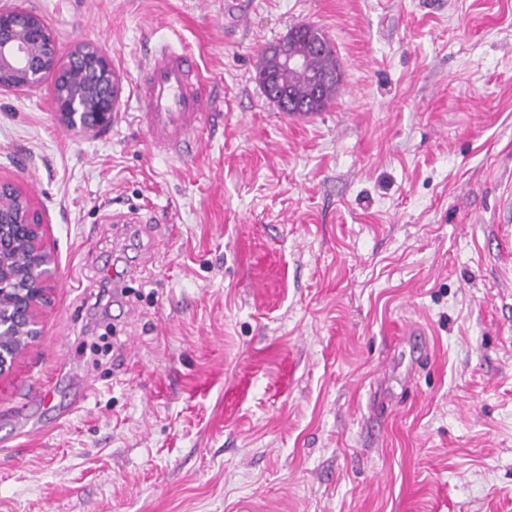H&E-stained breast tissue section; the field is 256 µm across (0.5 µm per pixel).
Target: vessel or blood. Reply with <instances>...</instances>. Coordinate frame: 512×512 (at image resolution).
Segmentation results:
<instances>
[{
    "mask_svg": "<svg viewBox=\"0 0 512 512\" xmlns=\"http://www.w3.org/2000/svg\"><path fill=\"white\" fill-rule=\"evenodd\" d=\"M137 120L158 151L184 157L199 145L206 110L194 55L165 42L150 51L136 88Z\"/></svg>",
    "mask_w": 512,
    "mask_h": 512,
    "instance_id": "1",
    "label": "vessel or blood"
}]
</instances>
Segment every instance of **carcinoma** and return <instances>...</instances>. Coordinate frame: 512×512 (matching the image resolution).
Here are the masks:
<instances>
[{
    "label": "carcinoma",
    "mask_w": 512,
    "mask_h": 512,
    "mask_svg": "<svg viewBox=\"0 0 512 512\" xmlns=\"http://www.w3.org/2000/svg\"><path fill=\"white\" fill-rule=\"evenodd\" d=\"M295 37L288 40V53L308 62V68L286 70L276 65L274 50H266L260 61L258 77L270 90L291 94L294 102L308 112H321L334 97L333 89L341 83L342 75L336 57L325 34L311 25L293 27ZM321 73L324 82L317 87L311 82L309 70Z\"/></svg>",
    "instance_id": "obj_1"
}]
</instances>
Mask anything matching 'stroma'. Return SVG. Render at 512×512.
Returning a JSON list of instances; mask_svg holds the SVG:
<instances>
[{
  "mask_svg": "<svg viewBox=\"0 0 512 512\" xmlns=\"http://www.w3.org/2000/svg\"><path fill=\"white\" fill-rule=\"evenodd\" d=\"M20 2L122 95L91 131L0 89L58 267L0 376V512H512V0ZM299 24L342 82L291 120L257 66ZM175 32L184 160L132 117Z\"/></svg>",
  "mask_w": 512,
  "mask_h": 512,
  "instance_id": "stroma-1",
  "label": "stroma"
}]
</instances>
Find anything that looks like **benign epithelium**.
<instances>
[{"mask_svg": "<svg viewBox=\"0 0 512 512\" xmlns=\"http://www.w3.org/2000/svg\"><path fill=\"white\" fill-rule=\"evenodd\" d=\"M79 76L74 90L56 96L59 111L76 126L108 127L115 111L112 60L97 45L86 43L66 61L43 20L17 5L0 8V87L35 89L48 76ZM43 214L9 181H0V337L13 336L9 347L0 342V376L40 336V317L51 303L57 264L44 229ZM27 256L24 267L16 255Z\"/></svg>", "mask_w": 512, "mask_h": 512, "instance_id": "1", "label": "benign epithelium"}]
</instances>
